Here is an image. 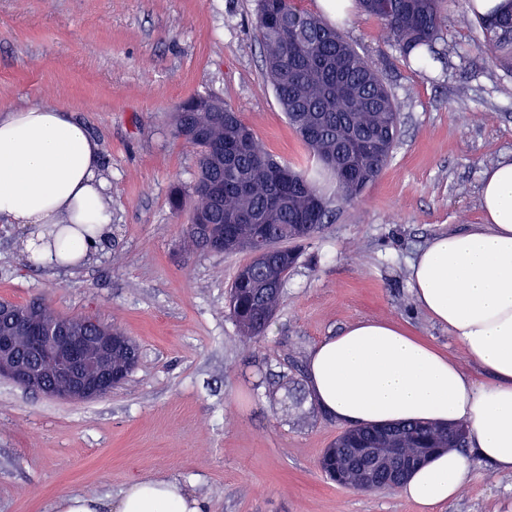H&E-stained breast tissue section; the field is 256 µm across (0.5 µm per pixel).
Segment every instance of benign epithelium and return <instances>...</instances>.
Returning <instances> with one entry per match:
<instances>
[{"label": "benign epithelium", "mask_w": 512, "mask_h": 512, "mask_svg": "<svg viewBox=\"0 0 512 512\" xmlns=\"http://www.w3.org/2000/svg\"><path fill=\"white\" fill-rule=\"evenodd\" d=\"M0 377L45 395L90 401L113 389L112 357L120 343L105 329L76 330L63 321L46 322L45 303L31 300L19 309L0 312ZM371 460L361 469L357 491L386 488V478L398 475L402 461L385 457L377 448H359Z\"/></svg>", "instance_id": "benign-epithelium-1"}]
</instances>
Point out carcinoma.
<instances>
[{
    "mask_svg": "<svg viewBox=\"0 0 512 512\" xmlns=\"http://www.w3.org/2000/svg\"><path fill=\"white\" fill-rule=\"evenodd\" d=\"M443 0H359L361 10L381 24V39L397 46L416 63L428 66L443 58L436 47L443 26ZM483 52L512 71V8L480 21ZM255 30L263 50L267 81L312 160L313 174L277 161L259 144L236 110L218 96L197 94L180 103L172 115L171 134L197 150V173L191 191L176 189L174 211L189 210L183 235L194 249L210 250L224 239L249 241L256 225L274 231L272 251L251 255L248 274L236 275L227 302L243 336L265 335L282 290L274 283L288 276L298 254L290 243L306 242L336 217L340 208L359 198L388 166L400 130V113L384 80L370 60L319 15L300 9L295 0H258ZM352 129L359 142L349 149L351 165L342 174L323 159L343 147L340 131ZM221 185L224 200L214 201L209 188ZM139 359L135 342L112 363L127 379ZM465 425L421 422L356 428L379 448H399L418 468L437 448H465ZM333 483L355 486L354 469L331 473Z\"/></svg>",
    "mask_w": 512,
    "mask_h": 512,
    "instance_id": "carcinoma-1",
    "label": "carcinoma"
}]
</instances>
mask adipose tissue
I'll use <instances>...</instances> for the list:
<instances>
[{
    "instance_id": "1",
    "label": "adipose tissue",
    "mask_w": 512,
    "mask_h": 512,
    "mask_svg": "<svg viewBox=\"0 0 512 512\" xmlns=\"http://www.w3.org/2000/svg\"><path fill=\"white\" fill-rule=\"evenodd\" d=\"M100 146L73 113L30 102L0 106V222L25 229L30 263L74 267L112 233ZM485 221L434 236L409 266L417 306L447 328L476 381L447 352L391 319H364L312 351L308 386L352 427L466 424L476 455L512 474V160L484 173ZM451 449L411 474L402 494L421 512L480 479ZM56 512H203L178 482L135 481L118 498L68 494Z\"/></svg>"
}]
</instances>
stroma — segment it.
Segmentation results:
<instances>
[{"mask_svg": "<svg viewBox=\"0 0 512 512\" xmlns=\"http://www.w3.org/2000/svg\"><path fill=\"white\" fill-rule=\"evenodd\" d=\"M324 15L371 60L401 115L378 180L308 241L265 336L243 338L225 296L248 253L190 251L173 214L193 148L170 114L197 93L239 112L278 159L307 153L267 83L257 0H0V106L74 113L99 141L112 234L76 269L35 267L21 228L0 223V299L45 298L139 346L137 367L100 399L59 400L0 378V512H54L69 493L119 497L131 482L175 479L207 512H419L397 491L336 486L318 460L344 430L309 397L308 359L369 318L404 324L454 357L448 330L416 307L409 264L435 235L483 221L484 172L512 157V73L479 49L465 0H446V62L406 59L361 10ZM483 479L432 512H512V475Z\"/></svg>", "mask_w": 512, "mask_h": 512, "instance_id": "obj_1", "label": "stroma"}]
</instances>
